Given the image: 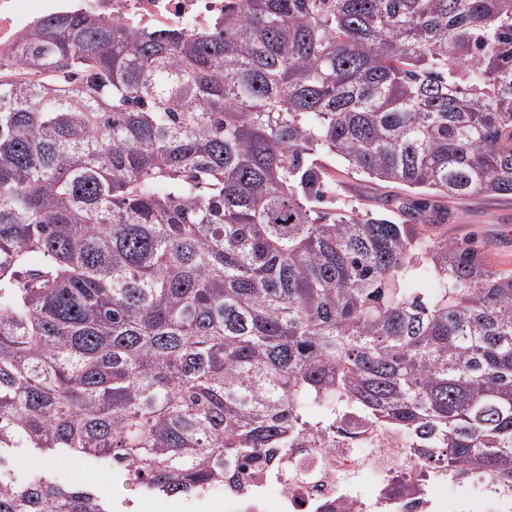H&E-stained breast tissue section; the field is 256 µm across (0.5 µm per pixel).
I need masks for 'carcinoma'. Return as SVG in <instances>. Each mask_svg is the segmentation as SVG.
<instances>
[{"instance_id": "carcinoma-1", "label": "carcinoma", "mask_w": 512, "mask_h": 512, "mask_svg": "<svg viewBox=\"0 0 512 512\" xmlns=\"http://www.w3.org/2000/svg\"><path fill=\"white\" fill-rule=\"evenodd\" d=\"M0 77V512H112L6 467L192 494L356 411L512 485V272L343 212L319 158L512 195V0H227L203 31L57 15ZM328 409L313 420L309 405ZM48 462L43 455L18 451L10 459V467L20 479H26L43 471ZM59 482L69 486L91 488L104 499L120 505L124 500L137 501L143 494L132 489V482L124 475H114L95 461L70 459L55 466ZM110 478L104 484L102 479Z\"/></svg>"}]
</instances>
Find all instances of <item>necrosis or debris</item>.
<instances>
[{
	"instance_id": "necrosis-or-debris-1",
	"label": "necrosis or debris",
	"mask_w": 512,
	"mask_h": 512,
	"mask_svg": "<svg viewBox=\"0 0 512 512\" xmlns=\"http://www.w3.org/2000/svg\"><path fill=\"white\" fill-rule=\"evenodd\" d=\"M79 12L122 22L131 32L150 29L193 32L224 15V0H0V72L12 70L11 47L50 15ZM354 438L328 436L303 448L298 462L309 478L285 477L275 465L238 472L241 491L220 483L198 487L194 505L223 497L224 512H512V487L485 473L465 482L448 474L416 447L412 437L379 432L361 423Z\"/></svg>"
}]
</instances>
